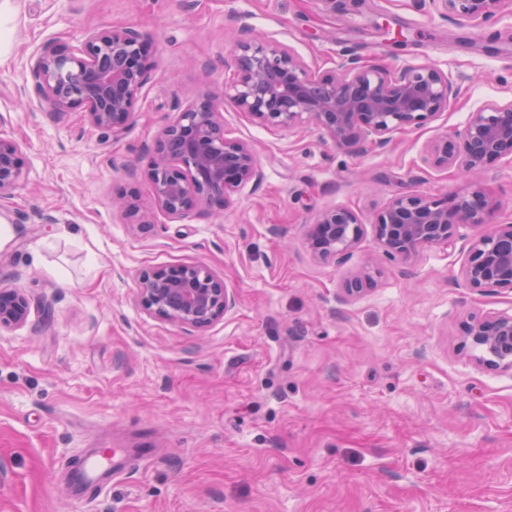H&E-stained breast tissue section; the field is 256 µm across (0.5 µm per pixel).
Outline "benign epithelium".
Here are the masks:
<instances>
[{
	"mask_svg": "<svg viewBox=\"0 0 512 512\" xmlns=\"http://www.w3.org/2000/svg\"><path fill=\"white\" fill-rule=\"evenodd\" d=\"M505 0H421L443 17L480 24ZM155 77L152 46L133 27L87 32L68 47L47 42L30 68L33 89L51 116L82 112L87 122L114 137L135 121L143 88ZM454 89L433 65L390 71L352 58L339 69L316 73L294 52L270 39L245 37L235 50L233 78L219 93L201 90L176 101L173 118L159 131L149 153L153 208L137 196L116 205L129 223L145 232L154 212L173 221L196 209L221 216L234 196L263 178L250 143L224 131V106L249 114L267 128L312 124L336 146L362 153L383 148L396 130L419 127L448 109ZM431 164L464 176L495 161L512 158V101L489 103L469 113L465 124L427 148ZM24 176L21 146L0 136V199L13 194ZM496 208L481 182L444 196L409 193L392 198L373 222L376 247L389 259H407L434 245H452L460 229L486 227L470 238L460 277L478 291H512V222L492 224ZM364 227L346 207L324 210L312 225L307 244L321 262H344L360 245ZM374 284L371 270L353 275L344 288L353 296ZM138 304L176 326L205 330L235 305L224 279L201 264L162 266L140 274ZM30 299L21 288L0 285V330L21 327ZM464 345L477 365L512 371V313L472 315L463 323Z\"/></svg>",
	"mask_w": 512,
	"mask_h": 512,
	"instance_id": "1",
	"label": "benign epithelium"
}]
</instances>
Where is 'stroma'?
Returning a JSON list of instances; mask_svg holds the SVG:
<instances>
[{"instance_id": "stroma-1", "label": "stroma", "mask_w": 512, "mask_h": 512, "mask_svg": "<svg viewBox=\"0 0 512 512\" xmlns=\"http://www.w3.org/2000/svg\"><path fill=\"white\" fill-rule=\"evenodd\" d=\"M132 26L156 76L134 124L112 137L81 113L40 110L30 67L49 41ZM278 41L313 71L354 57L433 65L457 87L446 111L354 154L315 126L268 129L233 108L227 137L264 172L224 216H157L140 233L112 201L151 205L148 152L175 99L222 90L244 32ZM512 101V0L475 25L419 0H0V136L25 174L0 200L11 238L0 284L31 298L0 332V512H512V373L475 365L468 316L512 311V292L465 288L468 242L407 260L375 247L394 196L466 188L426 147L487 103ZM512 220V160L480 176ZM348 207L364 238L343 263L316 261L319 212ZM202 264L236 295L199 332L146 313L139 275ZM371 267L375 283L345 298ZM159 454L105 490H73L91 451Z\"/></svg>"}]
</instances>
